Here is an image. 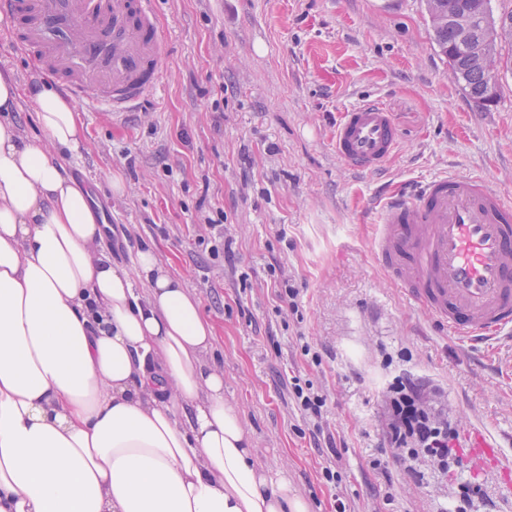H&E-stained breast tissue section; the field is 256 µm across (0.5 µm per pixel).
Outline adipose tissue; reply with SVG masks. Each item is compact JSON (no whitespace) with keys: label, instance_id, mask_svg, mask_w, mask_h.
<instances>
[{"label":"adipose tissue","instance_id":"1","mask_svg":"<svg viewBox=\"0 0 512 512\" xmlns=\"http://www.w3.org/2000/svg\"><path fill=\"white\" fill-rule=\"evenodd\" d=\"M83 144L57 84L0 72V512H310L225 402L198 298L151 247L113 262L61 160ZM18 114L20 128L24 135L31 138H42L43 133L35 122L33 105L27 97L20 99Z\"/></svg>","mask_w":512,"mask_h":512}]
</instances>
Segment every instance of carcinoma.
Wrapping results in <instances>:
<instances>
[{
    "label": "carcinoma",
    "mask_w": 512,
    "mask_h": 512,
    "mask_svg": "<svg viewBox=\"0 0 512 512\" xmlns=\"http://www.w3.org/2000/svg\"><path fill=\"white\" fill-rule=\"evenodd\" d=\"M435 42L479 107L497 98L493 66L512 47V13L494 17L491 0H427Z\"/></svg>",
    "instance_id": "1"
}]
</instances>
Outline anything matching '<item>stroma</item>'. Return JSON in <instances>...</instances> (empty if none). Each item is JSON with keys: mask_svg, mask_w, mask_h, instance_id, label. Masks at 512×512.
Wrapping results in <instances>:
<instances>
[{"mask_svg": "<svg viewBox=\"0 0 512 512\" xmlns=\"http://www.w3.org/2000/svg\"><path fill=\"white\" fill-rule=\"evenodd\" d=\"M169 43L155 91L117 118L80 109L85 148L64 155L96 191L129 264L153 247L215 328L208 359L224 372L258 461L287 470L311 512H512L498 469L466 462L485 430L512 464V347L449 341L371 252L388 192L452 171L485 173L512 197V70L490 106L474 105L434 44L426 0H157ZM0 68L40 78L0 16ZM384 105L400 148L380 172L347 169L331 146L341 112ZM120 174L115 193L109 174ZM296 288V308L280 302ZM441 405L461 457L449 479L389 458L387 380L401 370ZM324 395L320 425L292 379ZM334 466L339 480L326 483Z\"/></svg>", "mask_w": 512, "mask_h": 512, "instance_id": "35a3bbf8", "label": "stroma"}]
</instances>
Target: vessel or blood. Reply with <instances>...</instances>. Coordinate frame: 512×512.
Here are the masks:
<instances>
[{"label":"vessel or blood","instance_id":"1","mask_svg":"<svg viewBox=\"0 0 512 512\" xmlns=\"http://www.w3.org/2000/svg\"><path fill=\"white\" fill-rule=\"evenodd\" d=\"M13 14L23 47L72 99L104 116L135 107L157 84L166 59L155 0H0ZM334 152L349 169L374 173L396 155L399 132L384 106L341 113ZM372 250L378 266L449 336L469 346L512 341V201L480 174L433 177L378 203ZM472 460L502 466L483 434Z\"/></svg>","mask_w":512,"mask_h":512}]
</instances>
